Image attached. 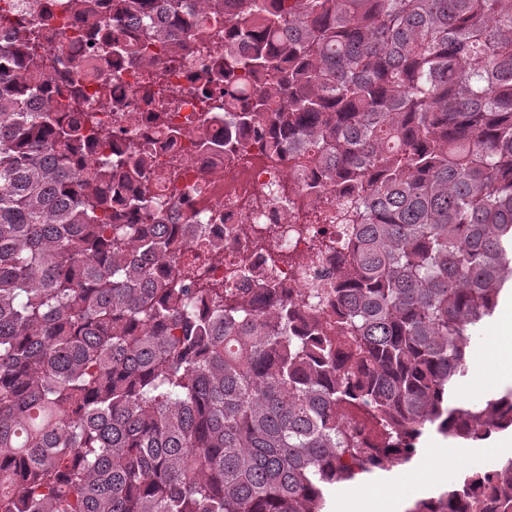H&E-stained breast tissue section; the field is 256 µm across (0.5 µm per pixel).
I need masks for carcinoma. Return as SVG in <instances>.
Here are the masks:
<instances>
[{
	"mask_svg": "<svg viewBox=\"0 0 512 512\" xmlns=\"http://www.w3.org/2000/svg\"><path fill=\"white\" fill-rule=\"evenodd\" d=\"M201 66L224 152L265 127L336 193L351 236L318 296L246 297L181 272L149 153L83 162L96 126L48 95L40 29L0 41V512H323L435 431H512V388L461 404L477 329L512 282V0H224ZM211 0H112L105 54L153 56ZM147 39L125 40L122 19ZM135 212L139 224L121 223ZM326 303L336 327L319 322ZM345 454L354 468L339 464ZM512 457L405 512H466Z\"/></svg>",
	"mask_w": 512,
	"mask_h": 512,
	"instance_id": "cac0c4a2",
	"label": "carcinoma"
}]
</instances>
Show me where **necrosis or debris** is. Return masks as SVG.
Instances as JSON below:
<instances>
[{
  "mask_svg": "<svg viewBox=\"0 0 512 512\" xmlns=\"http://www.w3.org/2000/svg\"><path fill=\"white\" fill-rule=\"evenodd\" d=\"M16 2L42 29L53 54L42 74L50 86L67 82L61 59L72 44L85 46L79 110L98 125L89 159L133 143L148 147L147 186L161 221L175 225L184 244L202 235L218 241V250L200 259L197 279L218 287L231 276L237 287L249 291L271 273L296 295L312 288L315 275L335 268V252L313 247L318 224L301 218L307 176L286 158H266L256 132L243 133L242 149L230 156L223 147L201 145L197 138L204 105L192 76L211 55L223 52V25L173 30V39L183 45L180 54L173 58L166 48L156 47L155 62L146 68L130 55L103 56L96 45L98 27L73 12L69 0ZM160 86L175 89L176 103L145 105L144 97ZM169 127L179 128L180 136L168 139Z\"/></svg>",
  "mask_w": 512,
  "mask_h": 512,
  "instance_id": "4bbe7bcc",
  "label": "necrosis or debris"
}]
</instances>
